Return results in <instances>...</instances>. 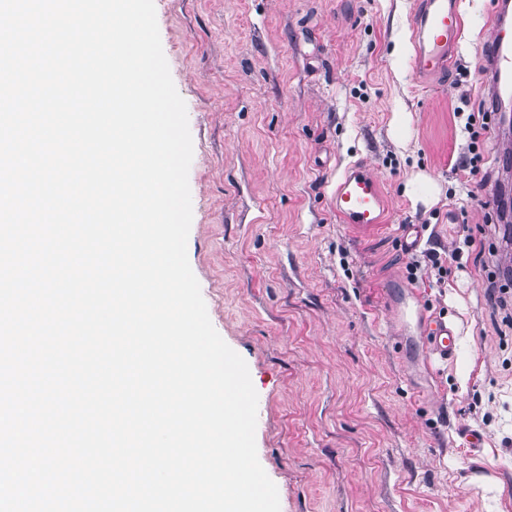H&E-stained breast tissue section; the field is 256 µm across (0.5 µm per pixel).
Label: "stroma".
<instances>
[{
	"label": "stroma",
	"instance_id": "obj_1",
	"mask_svg": "<svg viewBox=\"0 0 512 512\" xmlns=\"http://www.w3.org/2000/svg\"><path fill=\"white\" fill-rule=\"evenodd\" d=\"M154 2L193 141L188 259L248 365L280 512H512V334L486 288L508 251L483 208L508 187L498 128L477 142L491 181L462 167L467 114L488 98L475 47L487 0H460L454 66L433 81L411 66L418 0ZM360 161L388 212L359 240L330 200ZM401 224L423 227L413 251ZM396 284L453 327L455 358L402 335Z\"/></svg>",
	"mask_w": 512,
	"mask_h": 512
}]
</instances>
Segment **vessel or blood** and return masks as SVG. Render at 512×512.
<instances>
[{
    "mask_svg": "<svg viewBox=\"0 0 512 512\" xmlns=\"http://www.w3.org/2000/svg\"><path fill=\"white\" fill-rule=\"evenodd\" d=\"M464 26L459 0H420L413 23L414 70L429 75L445 72L459 48ZM480 53L488 65L485 84L491 99L512 97V0H490ZM332 206L338 219L355 232L378 230L386 202L377 175L363 164L346 171L336 185ZM419 322L433 352L442 356L454 352L456 337L447 323L425 316Z\"/></svg>",
    "mask_w": 512,
    "mask_h": 512,
    "instance_id": "b4317fda",
    "label": "vessel or blood"
}]
</instances>
